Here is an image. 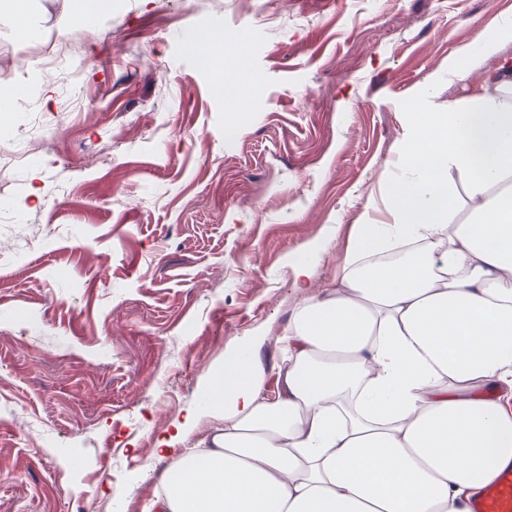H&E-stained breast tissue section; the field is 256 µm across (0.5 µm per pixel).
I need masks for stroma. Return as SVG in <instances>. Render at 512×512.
<instances>
[{
    "mask_svg": "<svg viewBox=\"0 0 512 512\" xmlns=\"http://www.w3.org/2000/svg\"><path fill=\"white\" fill-rule=\"evenodd\" d=\"M512 0H66L0 14V78L85 60L0 149V512H157L156 440L240 346L338 284L411 112L467 104L448 63ZM189 29L227 43L237 105ZM309 264L299 287L293 267ZM29 0H2L0 2V10L8 11L17 22V29L21 33L28 31L29 20Z\"/></svg>",
    "mask_w": 512,
    "mask_h": 512,
    "instance_id": "stroma-1",
    "label": "stroma"
}]
</instances>
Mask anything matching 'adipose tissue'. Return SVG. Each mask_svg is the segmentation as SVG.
<instances>
[{"label":"adipose tissue","mask_w":512,"mask_h":512,"mask_svg":"<svg viewBox=\"0 0 512 512\" xmlns=\"http://www.w3.org/2000/svg\"><path fill=\"white\" fill-rule=\"evenodd\" d=\"M510 45L493 17L448 67L479 73L473 101L410 113L379 187L391 221L367 205L339 284L297 304L276 389L238 352L200 395L224 419L206 448L176 447L194 412L157 439L159 512H461L512 464Z\"/></svg>","instance_id":"obj_1"}]
</instances>
